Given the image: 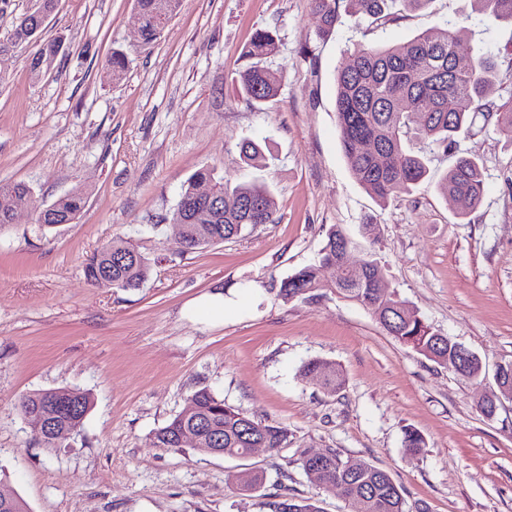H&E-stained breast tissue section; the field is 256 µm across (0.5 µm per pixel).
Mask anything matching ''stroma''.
<instances>
[{
  "mask_svg": "<svg viewBox=\"0 0 512 512\" xmlns=\"http://www.w3.org/2000/svg\"><path fill=\"white\" fill-rule=\"evenodd\" d=\"M394 16L376 26L344 14L325 35L310 0H182L146 45L134 0H58L43 31L63 43L51 69L33 78L36 44L14 47L0 83V183L28 184L34 206L0 228V488L29 512H269L280 486L322 512H350L286 454L241 460L156 447L155 431L201 388L288 427L293 447L333 448L386 470L407 512H512V402L491 418L479 407L499 366L512 363V144L479 122L461 138L485 182L467 218L437 191L451 164L440 154L429 179L379 207L342 152L333 80L362 49L451 19H468L467 51L506 56L512 31L485 27L470 0ZM260 29L279 39L264 64L280 91L251 105L234 79ZM116 49L128 57L118 81L107 65ZM245 139L261 145L266 164L244 166ZM204 166L234 184L265 183L275 221L180 255L171 215ZM78 189L87 203L75 223L37 224L36 207ZM334 227L352 240L350 262L375 255L387 288L480 358L478 379L426 359L328 288L279 297L283 278L318 265ZM118 237L156 261L138 290L84 277L85 260ZM217 292L223 319L191 314ZM312 359L339 365V392L303 377ZM66 386L90 391L94 405L82 431L48 451L17 402ZM410 427L426 441L414 456L402 448ZM244 466L264 470L265 492L238 489L232 475Z\"/></svg>",
  "mask_w": 512,
  "mask_h": 512,
  "instance_id": "1",
  "label": "stroma"
}]
</instances>
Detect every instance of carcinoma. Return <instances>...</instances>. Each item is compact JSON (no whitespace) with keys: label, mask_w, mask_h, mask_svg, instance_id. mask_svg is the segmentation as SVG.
<instances>
[{"label":"carcinoma","mask_w":512,"mask_h":512,"mask_svg":"<svg viewBox=\"0 0 512 512\" xmlns=\"http://www.w3.org/2000/svg\"><path fill=\"white\" fill-rule=\"evenodd\" d=\"M399 1L405 9L425 10L433 0H311L320 15L323 33H328L339 18L340 4L382 25L391 20L388 5ZM481 20L512 26V0H472ZM181 0H135L141 20L140 39L148 44L160 37L163 28L161 12L175 14ZM56 6V0H36V6L17 18L12 34L26 42L37 36L35 55L56 60L60 42L42 39L45 22ZM472 30L459 21L444 28L426 29L399 43L377 45L359 53L351 64L335 74V107L341 147L350 168L363 187L384 206L393 197L405 193L425 180L429 173L427 155L434 152L453 154L455 159L438 182V191L458 205L457 215L466 217L483 201L484 178L480 162L459 152L456 137L472 127L477 117L491 124L512 143V94L500 95L504 85H512V57L508 61L488 53L462 52L460 42ZM278 51L277 38L269 30H258L246 46L243 56L252 60L238 73L235 82L242 97L250 102L274 100L280 89L275 74L261 62ZM453 108H448V101ZM243 162L251 167L264 159L254 142L241 146ZM201 181H212L224 195V212H214L186 225L181 254L193 253L211 245V240L243 237L259 224L275 221L276 202L269 188L257 182L233 185L217 179L203 168L193 174L181 191L180 199L194 195ZM31 195L22 183L0 184V227L12 223L16 206ZM85 206V194L74 191L38 212L41 224H60L76 220ZM341 230L331 229L320 251L322 265L336 261ZM367 270L351 274L340 267L329 288L350 302L366 307L380 326L399 342L412 347L427 359L446 368L455 358V342L439 335L426 324L413 307L399 313L397 305L404 300L387 288H377L374 278L381 272L376 259H365ZM111 271L112 287L124 291L137 290L148 280L151 259L127 238H117L94 252L83 267L84 277L98 286L106 271ZM323 288L318 267L305 266L282 279L279 296L286 302ZM303 373L328 394L338 392L344 376L336 363L310 360ZM49 397L48 390L30 392L19 399L23 416H28ZM61 403L56 428L79 433L94 399L92 393L79 388L56 389ZM195 404L191 416L180 412L156 430L159 448L192 450L222 448L224 456L244 459L247 449L260 443L278 454L291 443L288 428L268 424L224 403L208 389L195 391L188 399ZM188 434L196 444H183ZM425 447L422 434L414 429L405 432L403 448L413 455ZM239 486L264 487L263 473L246 468L234 475ZM319 481L331 493H340L351 512H405L403 489L384 470L361 459L344 458L336 450L327 449V464L319 469ZM291 512H321L309 499L276 494L267 502L270 512H279L282 504Z\"/></svg>","instance_id":"carcinoma-1"}]
</instances>
